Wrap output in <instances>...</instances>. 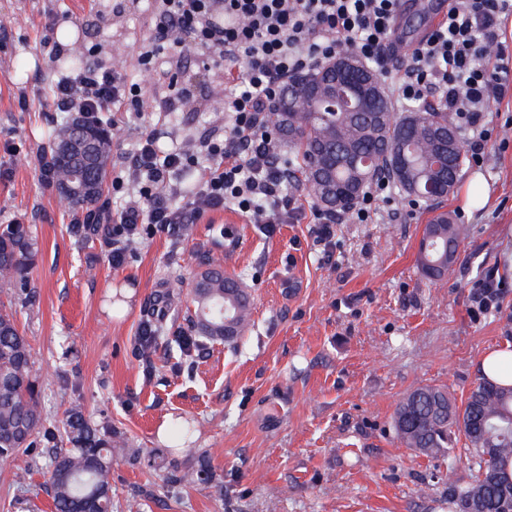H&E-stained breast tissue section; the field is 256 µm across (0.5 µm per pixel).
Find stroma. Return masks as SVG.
Instances as JSON below:
<instances>
[{
    "label": "stroma",
    "mask_w": 512,
    "mask_h": 512,
    "mask_svg": "<svg viewBox=\"0 0 512 512\" xmlns=\"http://www.w3.org/2000/svg\"><path fill=\"white\" fill-rule=\"evenodd\" d=\"M153 0H0V224H32L40 254L36 296L0 285L36 354L48 413L83 405L131 452L112 463V512H449L448 487L466 486V462L418 456L394 436L391 415L404 393L447 386L464 402L490 349L512 344V277L503 271L504 226L512 227V96L486 116L494 134L481 162L466 160L442 202L390 192L365 224H339L319 241L310 214L265 236L236 209L203 214L191 237L144 234L113 268L112 227L75 232L55 188L38 178L44 131L65 122L52 86L70 68L53 54L64 26L85 62L111 64L151 36ZM187 111L131 116L112 142L121 166L146 132L158 144L196 139L223 121L222 103L193 87ZM27 95L21 107L19 95ZM485 202H469L473 180ZM465 225L448 277L417 269L424 224L436 210ZM218 259L251 300V326L236 342L206 341L192 356L174 343L188 331L187 293L207 259ZM496 270L503 291L479 310L478 287ZM167 315L155 370L145 375L136 336L145 307ZM193 418V445L213 452L224 483L166 482L170 458L192 466L157 435L161 424ZM18 453L0 468V512H52L32 463Z\"/></svg>",
    "instance_id": "obj_1"
}]
</instances>
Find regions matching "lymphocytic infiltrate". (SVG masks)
Here are the masks:
<instances>
[{"label":"lymphocytic infiltrate","mask_w":512,"mask_h":512,"mask_svg":"<svg viewBox=\"0 0 512 512\" xmlns=\"http://www.w3.org/2000/svg\"><path fill=\"white\" fill-rule=\"evenodd\" d=\"M150 43L133 59L111 65L86 64L59 76L54 102L75 113L185 109L187 97L150 100L145 85L126 84L128 65L145 80L153 72L154 46L170 43V65L182 68L189 51H208L228 66L211 87L224 102L225 124L199 141L183 140L160 153L157 137H141L129 154L122 177L120 211L74 213L75 224L112 226L113 267H122L130 243L143 232L180 236L205 213L235 206L250 223L274 233L284 216L304 209L286 187L291 172L269 134L266 116L289 76L336 58L344 49L386 73L390 38L401 0H157ZM512 0H448L445 21L425 34L390 92L399 101L433 99L456 115L473 160H480L492 138L485 121L491 103L512 92V49L500 38ZM197 170L190 197L171 181L172 173Z\"/></svg>","instance_id":"1"}]
</instances>
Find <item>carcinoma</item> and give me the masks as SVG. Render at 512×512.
Returning a JSON list of instances; mask_svg holds the SVG:
<instances>
[{
	"instance_id": "obj_1",
	"label": "carcinoma",
	"mask_w": 512,
	"mask_h": 512,
	"mask_svg": "<svg viewBox=\"0 0 512 512\" xmlns=\"http://www.w3.org/2000/svg\"><path fill=\"white\" fill-rule=\"evenodd\" d=\"M330 71L322 63L288 77L283 91L292 103L288 118L271 115V130L288 146V166L302 178L314 203L349 216L374 182L385 178L398 193L419 196L415 187L449 183L455 191L465 153L454 115L429 105L394 112L387 97L380 111L358 112L337 96L326 98ZM83 128L92 161L81 158L62 163L60 147L72 137L74 126ZM454 138L457 146L448 164L440 168L441 147ZM54 187L77 177L91 190L70 201L73 211L96 205L112 166V116L85 115L56 128L49 138ZM466 228L448 213L436 214L424 226L417 254L421 274L439 281L455 263ZM38 242L31 225L20 221L0 224V283L27 289ZM194 307L191 336H178L183 355L195 349L199 338L234 342L251 321L248 293L220 265L212 262L201 271L189 292ZM48 416L35 373L30 342L11 312L0 311V466L15 455L46 441L51 451L45 464L55 512H112V461L127 453L112 447V434H103L80 406L72 407L61 422L66 446H57L56 434L47 426ZM392 426L396 438L426 457L451 456L453 431L465 440V458L474 471L465 487L449 486L453 512H512V386L479 379L462 406H457L442 386H420L396 403ZM193 422L173 424L169 442L173 448L190 443ZM195 463L169 472L180 485L203 482L221 491L212 469L211 454L193 452Z\"/></svg>"
}]
</instances>
